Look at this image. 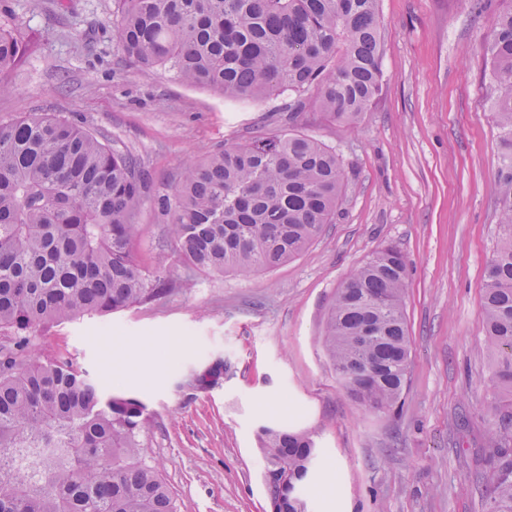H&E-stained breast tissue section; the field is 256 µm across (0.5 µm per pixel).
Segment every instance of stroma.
<instances>
[{
  "label": "stroma",
  "mask_w": 512,
  "mask_h": 512,
  "mask_svg": "<svg viewBox=\"0 0 512 512\" xmlns=\"http://www.w3.org/2000/svg\"><path fill=\"white\" fill-rule=\"evenodd\" d=\"M0 0L40 40L8 78L0 122L75 118L130 154L151 193L213 150L289 129L343 162L335 223L301 255L248 275L191 271L169 219L143 204L132 252L168 293L106 318L37 330L34 348L143 401L144 454L179 512H272L261 426L300 429L318 456L309 512H486L485 463L503 398L483 320L484 269L498 243V129L483 46L485 0H379L382 80L365 112L288 122V96L228 102L173 73L121 60L113 0ZM405 256L411 345L402 406L353 400L324 348L336 292L381 247ZM144 359L127 363L130 346ZM207 387L195 379L215 365Z\"/></svg>",
  "instance_id": "stroma-1"
}]
</instances>
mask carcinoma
Listing matches in <instances>:
<instances>
[{
	"instance_id": "obj_1",
	"label": "carcinoma",
	"mask_w": 512,
	"mask_h": 512,
	"mask_svg": "<svg viewBox=\"0 0 512 512\" xmlns=\"http://www.w3.org/2000/svg\"><path fill=\"white\" fill-rule=\"evenodd\" d=\"M117 48L234 101L294 95L288 124L311 108L349 121L381 80L378 0H113ZM18 18L0 25V93L33 42ZM499 130L497 249L484 270L493 377L512 393V0H499L491 39ZM343 164L325 144L272 134L215 150L152 198L171 217L178 255L206 274H250L300 255L336 220ZM148 175L80 122L29 116L0 122V512H177L159 464L143 454L147 406L104 394L88 375L32 351L30 332L104 317L170 290L135 261L132 242ZM408 265L389 246L336 294L324 346L348 394L396 411L410 342ZM488 512H512V406L491 405ZM266 470L285 476L278 512H308L300 489L317 456L302 431L260 428Z\"/></svg>"
}]
</instances>
